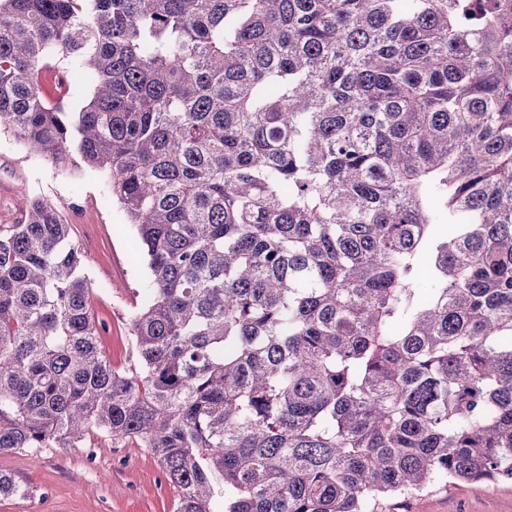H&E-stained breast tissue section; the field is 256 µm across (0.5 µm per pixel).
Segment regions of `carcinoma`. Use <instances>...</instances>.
<instances>
[{
  "instance_id": "1",
  "label": "carcinoma",
  "mask_w": 512,
  "mask_h": 512,
  "mask_svg": "<svg viewBox=\"0 0 512 512\" xmlns=\"http://www.w3.org/2000/svg\"><path fill=\"white\" fill-rule=\"evenodd\" d=\"M2 129L148 282L117 368L59 209L0 226V454L134 440L175 512L512 482V0H0Z\"/></svg>"
}]
</instances>
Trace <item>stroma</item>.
<instances>
[{
  "mask_svg": "<svg viewBox=\"0 0 512 512\" xmlns=\"http://www.w3.org/2000/svg\"><path fill=\"white\" fill-rule=\"evenodd\" d=\"M54 204L83 254L95 319L113 365L128 362L130 320L147 280L134 258L137 239L106 175L77 162L62 173L27 144L0 133V225L15 224L32 202ZM0 471L27 488L26 497L0 498V512H174L176 493L161 479L149 449L90 433L76 448H32L0 454ZM407 512H512V483L458 484L411 498Z\"/></svg>",
  "mask_w": 512,
  "mask_h": 512,
  "instance_id": "35a3bbf8",
  "label": "stroma"
}]
</instances>
